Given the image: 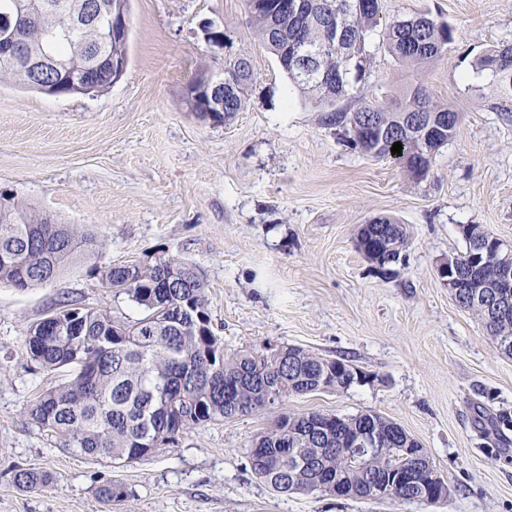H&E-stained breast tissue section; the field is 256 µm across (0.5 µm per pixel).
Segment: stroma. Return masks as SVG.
Returning <instances> with one entry per match:
<instances>
[{
  "label": "stroma",
  "instance_id": "stroma-1",
  "mask_svg": "<svg viewBox=\"0 0 512 512\" xmlns=\"http://www.w3.org/2000/svg\"><path fill=\"white\" fill-rule=\"evenodd\" d=\"M384 21L420 14L454 40L421 68L400 64L380 31L370 71L336 107L345 112L424 84L461 116L431 176L413 179L348 143L255 36L244 0H130L129 62L90 94L50 95L0 84V198L24 201L104 241L102 265L193 263L225 353L294 345L344 357L367 373L344 391L289 397L182 435L119 465L63 448L27 410L65 374L30 359V325L60 301L139 318L126 295L81 266L24 292L0 288V512H512V429L497 445L492 420L512 414V358L459 308L438 275L464 251L463 224L512 244V99L486 90L474 63L512 44V0H381ZM253 67L231 118L193 111L200 73L226 60ZM406 224L405 263L385 273L358 251L361 225ZM368 411L426 448L447 482L436 504L397 498L281 494L253 475L247 448L281 415ZM49 476L19 486L20 470ZM118 484L111 502L101 488Z\"/></svg>",
  "mask_w": 512,
  "mask_h": 512
}]
</instances>
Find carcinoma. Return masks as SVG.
<instances>
[{"label":"carcinoma","instance_id":"carcinoma-1","mask_svg":"<svg viewBox=\"0 0 512 512\" xmlns=\"http://www.w3.org/2000/svg\"><path fill=\"white\" fill-rule=\"evenodd\" d=\"M98 5L95 25L83 31L70 28L62 9L31 10L19 16L17 0H0V21L17 25L25 50L52 59L41 77L34 78L22 58L0 57V82L8 80L42 92L87 93L110 86L112 60L128 59V38L112 39V10L129 12V0H91ZM280 0H245L249 21L258 38L277 57L288 78L316 104L330 108V120L350 128L352 144L375 159L406 165L425 179L442 148L455 137L461 117L433 101L419 84L400 101L366 103L357 111L338 112L336 101L351 82L360 81L367 64L368 32L381 24L380 7L365 8L357 0H302L293 14L279 8ZM344 20L336 42H323V19ZM383 38L402 63L420 66L441 55L454 39L450 25L424 16L385 24ZM321 44L319 77L305 81L289 67L294 44ZM84 52L94 57V81L81 84L73 65ZM245 69L240 90L224 104V117L242 110L252 79L244 58L224 67ZM496 93L512 99V46L489 49L475 61ZM401 142L402 154L391 148ZM390 224L392 240L364 255L373 264L379 258L401 259L410 245L407 226L389 217L373 220ZM465 250L477 237L490 232L480 224L461 231ZM103 240L78 224H57L49 216L20 204L0 207V287L19 291L51 284L70 267L93 261L90 271L101 274L107 287L125 294L140 310L135 320H116L97 308L68 303L31 325L25 336L29 357L46 372L70 370V377L44 390L30 405L33 423L64 439L67 447L85 456L120 464L141 458L145 449L155 453L176 443L179 434L224 419L248 416L267 407L266 398L281 402L291 396L319 391L321 381L332 390L351 387L336 373V361L299 346H281L274 354L240 350L224 354V344L210 327L204 283L195 265L162 257L152 265L137 263L100 267ZM497 270L489 260L468 283L479 288L492 281ZM476 315L496 344L512 342V314L494 317L480 309ZM372 423L384 442L374 467L381 471L391 458L403 453L406 436L392 420L372 412L341 418L309 411L284 414L252 444V470L257 479L278 493L336 495V488L363 497L368 494L369 470L361 451L348 439L353 428ZM18 484L39 488L49 483L45 474L21 471Z\"/></svg>","mask_w":512,"mask_h":512}]
</instances>
